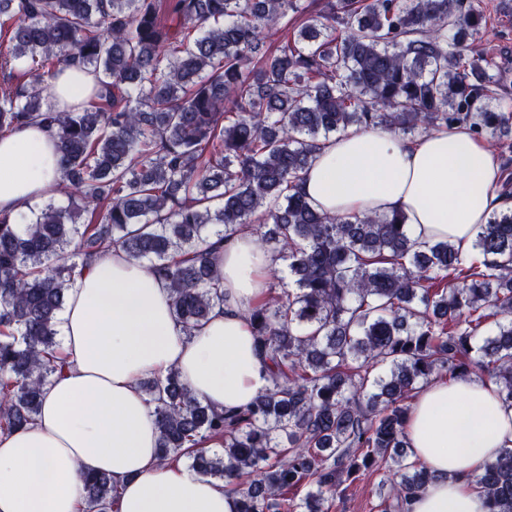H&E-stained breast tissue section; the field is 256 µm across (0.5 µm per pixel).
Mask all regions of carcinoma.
Segmentation results:
<instances>
[{
    "mask_svg": "<svg viewBox=\"0 0 512 512\" xmlns=\"http://www.w3.org/2000/svg\"><path fill=\"white\" fill-rule=\"evenodd\" d=\"M302 2L0 0V69L34 66L0 87V132L54 125L67 195L27 222L0 213V432L34 421L64 367L85 259L119 248L148 264L190 335L224 303L216 250L246 229L292 284L247 312L267 387L218 411L174 368L140 382L160 459L224 481L239 512H329L381 470L399 476L381 480L384 512H407L432 479L406 452L418 390L486 377L512 406V208L464 257L413 242L403 215L327 216L299 192L331 136L465 126L498 146L494 191L512 199V92L478 51L483 0ZM75 59L99 90L56 111L50 80ZM476 482L490 512H512V449ZM84 490L85 512H114L112 475Z\"/></svg>",
    "mask_w": 512,
    "mask_h": 512,
    "instance_id": "1",
    "label": "carcinoma"
}]
</instances>
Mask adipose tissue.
I'll use <instances>...</instances> for the list:
<instances>
[{"label":"adipose tissue","mask_w":512,"mask_h":512,"mask_svg":"<svg viewBox=\"0 0 512 512\" xmlns=\"http://www.w3.org/2000/svg\"><path fill=\"white\" fill-rule=\"evenodd\" d=\"M58 135L44 124L0 133V212L27 213L60 182ZM492 149L461 127L413 140L381 129L330 139L299 184L330 215L405 213L416 243L449 239L471 253L480 224L505 208L493 186ZM270 255L243 232L219 253L224 303L193 336L172 310L166 283L115 249L90 257L66 294L63 374L48 384L34 424L0 434V512H82L84 478L106 472L116 512H238L224 482L158 460L155 416L141 380L177 368L218 410L239 409L267 386L246 311L268 288ZM410 459L433 474L411 512H487L474 477L512 448V407L496 384L436 380L414 399Z\"/></svg>","instance_id":"adipose-tissue-1"}]
</instances>
